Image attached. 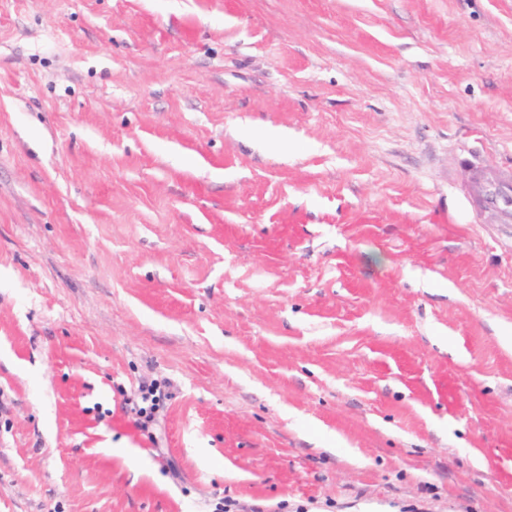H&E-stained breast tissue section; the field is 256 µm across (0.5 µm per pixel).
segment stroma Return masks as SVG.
Masks as SVG:
<instances>
[{
	"instance_id": "1",
	"label": "stroma",
	"mask_w": 512,
	"mask_h": 512,
	"mask_svg": "<svg viewBox=\"0 0 512 512\" xmlns=\"http://www.w3.org/2000/svg\"><path fill=\"white\" fill-rule=\"evenodd\" d=\"M472 152L512 0H0V512H512ZM161 382L155 380L150 384H143L140 386V401L132 403L130 412L139 419L142 420L141 426H145L147 423L152 422L156 416V413L163 406L164 399L168 396L165 394L164 387Z\"/></svg>"
}]
</instances>
